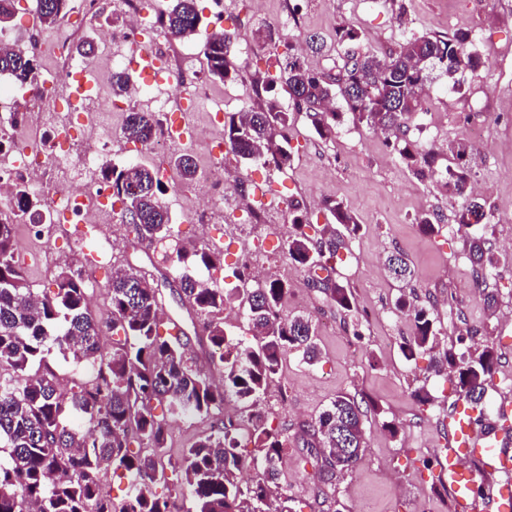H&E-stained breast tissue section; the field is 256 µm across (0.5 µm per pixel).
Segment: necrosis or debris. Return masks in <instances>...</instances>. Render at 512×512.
I'll list each match as a JSON object with an SVG mask.
<instances>
[{"mask_svg": "<svg viewBox=\"0 0 512 512\" xmlns=\"http://www.w3.org/2000/svg\"><path fill=\"white\" fill-rule=\"evenodd\" d=\"M25 2L18 27L0 30V45L29 48L48 66L24 86L0 78V220L12 218L13 196L21 188L48 207L50 223L82 225L93 232L112 226L120 206L98 173L112 159L110 144L117 133L113 113L137 105L165 116L171 101H178L183 130L174 132L163 119L149 146L158 155L171 146H192L199 139L201 130L192 119L199 102L211 101L209 126L218 128L224 118L223 103L211 99L200 76L184 72L185 63L197 53L195 46L162 35L155 14L145 11L142 0H111V8L122 13L126 23L98 37L101 57L116 69L133 63L143 44L155 43L163 51L152 67L150 83L130 78L129 94L122 99L107 93L91 56L74 51L85 23L98 14L100 0H72L71 21L50 34L35 25L37 0ZM38 126L49 127V139L31 135V128ZM223 173L224 139L218 136L211 140V166L204 184L195 189L194 202L178 207L179 216L209 222L220 212L225 222L235 221L236 212L224 209Z\"/></svg>", "mask_w": 512, "mask_h": 512, "instance_id": "obj_1", "label": "necrosis or debris"}]
</instances>
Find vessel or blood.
Masks as SVG:
<instances>
[{"instance_id": "1", "label": "vessel or blood", "mask_w": 512, "mask_h": 512, "mask_svg": "<svg viewBox=\"0 0 512 512\" xmlns=\"http://www.w3.org/2000/svg\"><path fill=\"white\" fill-rule=\"evenodd\" d=\"M477 414V408L461 402L448 415V446L441 454V472L453 493L454 512H472L476 500V475L462 467V457L477 458L489 469L505 467L497 432L475 435L473 427Z\"/></svg>"}]
</instances>
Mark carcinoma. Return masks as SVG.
Masks as SVG:
<instances>
[{"label":"carcinoma","instance_id":"obj_1","mask_svg":"<svg viewBox=\"0 0 512 512\" xmlns=\"http://www.w3.org/2000/svg\"><path fill=\"white\" fill-rule=\"evenodd\" d=\"M68 0H38V23L50 27L67 8ZM202 22L198 0H173L161 16L169 34L190 37ZM360 39L353 28H336L337 43L345 46L342 64L334 74L308 69L295 53L292 41L284 43L280 79L293 110L305 113L317 135L326 140L336 130L343 113L331 107L335 96L344 101L354 121L387 135L399 161L421 180L434 181L463 199L457 213L464 226L488 228L493 220L485 205L470 195L472 144L464 138L448 143L452 161L445 169L435 166L436 152L409 136V120L423 100L429 69L448 77L449 90H461L457 78L480 66L471 35L412 34L381 59L354 48ZM224 34L205 44L207 75L221 81L235 79L240 67L230 59ZM39 63L25 51H0V73L14 82L35 80ZM292 114L274 98L230 117L224 123V141L238 157L274 164L282 169L291 159L288 130ZM150 112H131L123 136L143 146L156 132ZM175 165L186 182L194 179L196 166L187 154ZM112 195L122 205L121 215L133 212L127 224L134 239L151 244L174 237L160 195L156 172L139 162L112 170L108 179ZM288 209L295 214L297 233L287 245L289 261L301 269L328 270L336 260V229H319L309 222L303 204L294 199ZM336 224L350 236L360 224L340 202L327 203ZM38 203L26 194L14 200L16 216H30ZM421 233L435 236L443 225L426 212L414 219ZM469 259L477 268L487 308L497 304L490 290L498 257L486 233L468 240ZM207 272L222 273L224 254L204 247L176 249L173 266L188 258ZM394 280L408 286L414 269L399 251L386 258ZM247 267H236L239 281L233 288H215L187 275L179 276V296L187 300L200 330L195 332L202 357L192 354L186 332L168 333L163 316L164 296L157 272L128 267L112 273L108 284L110 312L99 317L88 306L87 288L68 265L55 275L53 290L41 294L25 280L23 263L15 248V225L0 221V512H172L174 495L188 489L197 512H292L288 506L270 508L269 500L280 488L282 453L288 444L283 431L268 423L260 407L262 396L280 374L283 359L295 354L312 365L318 347L312 320L303 315L283 319L278 309L288 294V283L275 276L251 289L254 303L243 309L247 335L232 336L224 329L221 314L241 306L240 285L250 281ZM319 288L344 314L356 309L346 285L326 276ZM395 306L413 315L412 335L400 343L408 361L433 354L435 374L446 368L454 373L459 398L479 405L485 384L498 366L494 342L474 350L472 336H460L456 345L435 355L439 330L431 309L417 305L400 291ZM112 342H103L104 333ZM56 354L92 378L67 386L49 363ZM222 372L224 384L216 385L199 359ZM232 399L240 404L239 418L224 417L213 429L184 449L177 461L168 459L167 415H210L223 412ZM166 413L155 414L154 404ZM84 416L82 430L70 427L73 414ZM379 404L363 393L336 396L315 422L302 430L307 456L320 461L325 482L353 470L366 448L365 422L378 420ZM112 473L127 480L125 498L117 503L104 491Z\"/></svg>","mask_w":512,"mask_h":512}]
</instances>
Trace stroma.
I'll return each instance as SVG.
<instances>
[{"mask_svg":"<svg viewBox=\"0 0 512 512\" xmlns=\"http://www.w3.org/2000/svg\"><path fill=\"white\" fill-rule=\"evenodd\" d=\"M224 17L216 19L211 0H199L202 23L194 37L202 42L206 32L223 29L232 50L256 45L255 53L241 59L242 74L226 82H210L212 96L223 98L225 115L257 103L252 78L271 73L283 51L281 41L291 35L322 37V53L304 54L305 65L315 72L335 70L343 49L336 43L339 25L355 28L360 51L385 55L413 33L465 31L475 40L481 65L466 74L462 88L452 93L448 79L432 73L422 108L410 121L419 140L439 153V166L449 160L443 148L466 137L471 126L484 129L471 158L473 196L495 215L486 231L499 258L497 306L488 311L478 297L477 276L468 258L467 239L479 226L458 227L455 215L460 199L436 183L418 180L392 153L384 136L345 115L343 101H336L344 117L328 140L320 139L305 114H297L292 127L293 161L286 171L269 170L272 196L303 200L318 223H331L325 201H339L356 216L359 232L344 237L338 251L340 264L331 276L347 284L366 318L358 324L343 323L325 294L314 288V271L297 269L284 250L265 256L267 274L286 279L288 294L281 316H310L316 325L321 356L311 365L287 355L280 378L267 391L263 407L272 424L283 428L288 445L280 467L282 496L292 498L296 512H326L314 494L317 469L303 463L302 425L341 392H362L373 398L386 420L399 427L390 435L380 425L367 430V447L354 472L334 479L336 497L348 512H454L453 499L439 478L438 453L447 443L448 413L456 396L446 378L427 370V360L405 361L399 345L411 335L406 312L395 309L399 287L388 274L384 260L393 250L403 252L415 270L414 295L419 303L432 304L440 329V345L447 348L459 333L475 326L487 327L500 355L498 375L487 384L484 404L490 418L498 407L512 404V389L501 386V374L512 372V0H294L301 12L299 23L289 22L286 0H223ZM231 206L256 209L261 219L239 224H179L181 239L223 252L227 263L246 255L254 241L285 242L293 234L287 212L256 198L252 192L228 190ZM437 213L446 229L426 237L414 224L417 215ZM80 233L74 225L49 227L43 238L16 227V247L24 258L30 287L48 290L58 261L71 267L82 262ZM108 263L94 266L88 282L90 305L107 316V285L114 270L127 266L162 265L165 246L140 244L118 230L108 244ZM56 257L48 264L43 252ZM427 386L434 398L431 407L417 404L412 392Z\"/></svg>","mask_w":512,"mask_h":512,"instance_id":"stroma-1","label":"stroma"}]
</instances>
